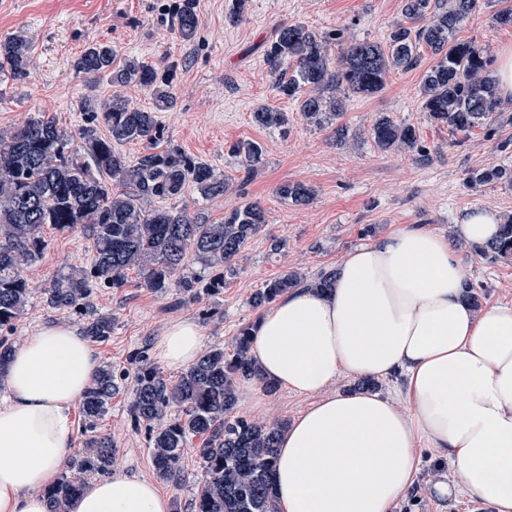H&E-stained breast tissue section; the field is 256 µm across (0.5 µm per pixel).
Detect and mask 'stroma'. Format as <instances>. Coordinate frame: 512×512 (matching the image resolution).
I'll use <instances>...</instances> for the list:
<instances>
[{
  "instance_id": "35a3bbf8",
  "label": "stroma",
  "mask_w": 512,
  "mask_h": 512,
  "mask_svg": "<svg viewBox=\"0 0 512 512\" xmlns=\"http://www.w3.org/2000/svg\"><path fill=\"white\" fill-rule=\"evenodd\" d=\"M174 3L0 0V39L20 36L32 45L29 79L20 85L0 81V129L19 126L37 113L70 131L87 125L102 129L99 114L116 90L107 78L93 80L73 68L90 43H111L120 64L132 58L157 65L175 61V103L158 114L165 135L191 157L224 171L230 184L223 196L212 200L186 187L181 197L165 200V207L185 208L213 221L249 200L260 201L267 212L262 231L248 241L219 294L195 300L177 288L156 294L142 288L134 273L126 286L98 288L93 294L95 308L114 319L111 336L94 348L120 384L98 429L117 446V466L129 476L155 482L170 505L191 512L202 479L194 450L182 457L179 482L158 480L146 430L135 425L131 414L136 365L142 358L155 362L156 336L169 322L189 319L202 327L206 347L228 345L242 325L261 317L250 297L265 280L292 267L310 277L335 269L348 251L367 244L364 228L379 236L403 224H419L448 237L468 211L512 213V185H476L470 180L489 168H512V98L470 134L450 132L421 108L419 86L433 63L424 49L418 68L392 72L379 93L350 96L339 120L347 129L340 141L333 128L308 124L294 103L275 93L264 61L266 49L281 25L296 22L316 30L343 29L348 43L385 42L402 18L401 0H246L242 10L237 0H197L201 26L190 42L177 40L170 31ZM494 11V5L480 0L457 33L492 56L501 46L512 45V28L497 25ZM263 105L287 113V133L253 125L251 114ZM381 112L416 127L427 160L375 146L370 127ZM240 140L264 148L263 163L248 180L228 152ZM286 180L313 188L309 205L295 206L278 197L276 188ZM44 238L46 249L25 273L29 304L6 335L15 346L44 325L80 324L72 312L48 307L43 297L60 274L88 266L89 231L48 226ZM276 239L286 241L285 253L271 254ZM461 257L482 304H512V262L492 260L471 248L462 249ZM237 396L236 415L258 422L292 420L308 405L307 398L282 388L270 392L253 380L239 381ZM448 472L428 449H420L416 482L394 512H472L468 501L452 503L432 495V482Z\"/></svg>"
}]
</instances>
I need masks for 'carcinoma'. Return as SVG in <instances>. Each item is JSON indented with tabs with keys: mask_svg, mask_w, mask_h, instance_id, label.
<instances>
[{
	"mask_svg": "<svg viewBox=\"0 0 512 512\" xmlns=\"http://www.w3.org/2000/svg\"><path fill=\"white\" fill-rule=\"evenodd\" d=\"M479 0H402L404 21L396 24L385 43L363 40L341 49V29L317 31L303 25L277 29L265 52V64L277 95L297 104L310 124L319 128L335 123L344 99L352 94L370 96L381 91L389 73L409 71L419 64L420 48H429L434 63L421 85V107L430 119L453 132H469L502 109L494 76V59L473 41L456 33ZM495 21L512 26V0H498ZM200 18L196 0H181L174 11L172 34L189 42ZM29 43L18 37L0 42V75L20 83L29 76ZM116 51L94 43L74 62L76 71L94 78L106 76L114 86L135 84L151 93L155 111L115 98L103 107L107 134L90 126L68 131L44 116L22 126L0 130V330H12L29 304L31 293L25 269L45 248L43 228L60 231L86 225L93 239L90 268L59 275L45 290V302L85 320V333L103 341L112 333V316L97 312L94 289L121 288L128 271H138L140 285L156 293L178 287L196 299L217 294L224 287V272L231 271L249 239L266 224L258 202H247L217 221L187 210L154 206V201L177 198L187 184L208 200L224 194V174L199 162L177 145L158 149L163 128L157 112L173 106L171 93L176 65L163 67L130 59L114 65ZM264 130H288V113L269 106L251 115ZM373 142L382 151L426 152L414 125L380 113L371 126ZM143 145L131 159L117 149L125 143ZM229 153L241 161L245 176L262 164L264 150L255 141H240ZM509 178L505 168L486 169L472 181L490 183ZM276 192L296 206L307 205L312 187L285 181ZM496 259L512 260V216L502 221L500 237L478 247ZM201 272L179 278L187 259ZM308 284L322 290L333 287L335 271L308 279L287 269L269 279L251 296L261 309L288 290ZM253 325L233 337L232 352L215 346L177 379L169 380L154 366H138L132 413L145 426L157 475L175 481L189 439L201 438L195 449L202 481L192 512H272V474L277 441L285 423L266 424L235 416L239 379H256L258 370L249 356ZM119 391L112 367L104 365L80 399L85 427L91 436L67 461L62 477L44 490L49 512H69L72 501L85 490L87 480L112 474L116 448L110 436L96 432L98 421ZM177 416L167 421L171 409Z\"/></svg>",
	"mask_w": 512,
	"mask_h": 512,
	"instance_id": "carcinoma-1",
	"label": "carcinoma"
}]
</instances>
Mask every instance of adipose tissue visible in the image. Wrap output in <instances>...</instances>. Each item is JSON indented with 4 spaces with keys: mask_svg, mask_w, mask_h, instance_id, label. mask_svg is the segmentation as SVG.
I'll list each match as a JSON object with an SVG mask.
<instances>
[{
    "mask_svg": "<svg viewBox=\"0 0 512 512\" xmlns=\"http://www.w3.org/2000/svg\"><path fill=\"white\" fill-rule=\"evenodd\" d=\"M500 219L474 210L454 238L404 225L347 253L333 288L280 296L253 330L264 379L311 397L278 442L274 512H392L413 486L418 451L452 468L436 497L512 512V304L473 309L459 244L493 241ZM191 320L167 324L156 358L188 368L204 345ZM100 369L71 326L13 348L0 398V512H48L41 487L74 447L70 410ZM398 377L403 401L334 392L339 377ZM144 479L113 471L72 512H169Z\"/></svg>",
    "mask_w": 512,
    "mask_h": 512,
    "instance_id": "obj_1",
    "label": "adipose tissue"
}]
</instances>
